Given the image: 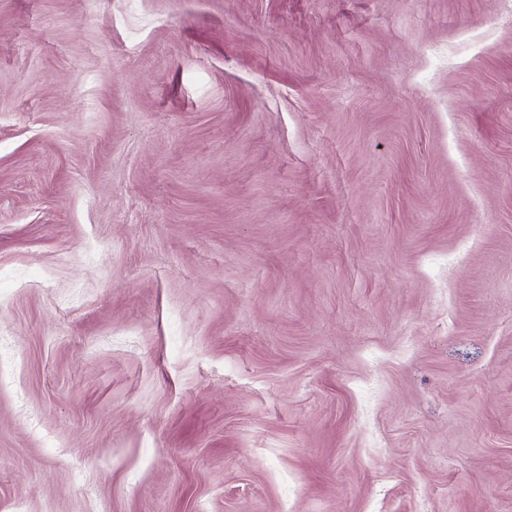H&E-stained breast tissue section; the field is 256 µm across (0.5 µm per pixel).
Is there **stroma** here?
<instances>
[{"instance_id": "1", "label": "stroma", "mask_w": 512, "mask_h": 512, "mask_svg": "<svg viewBox=\"0 0 512 512\" xmlns=\"http://www.w3.org/2000/svg\"><path fill=\"white\" fill-rule=\"evenodd\" d=\"M512 0H0V512H512Z\"/></svg>"}]
</instances>
